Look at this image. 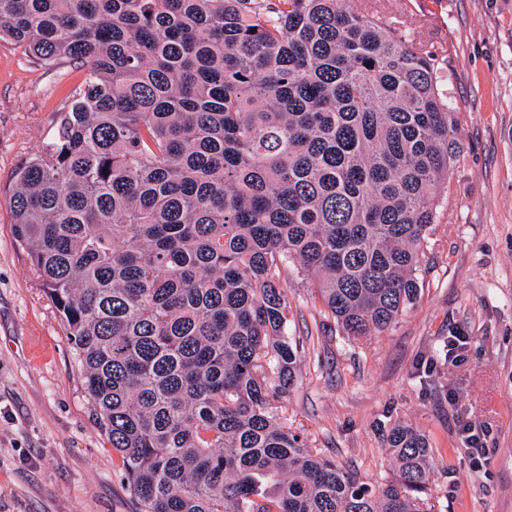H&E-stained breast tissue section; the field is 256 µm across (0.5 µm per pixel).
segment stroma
Masks as SVG:
<instances>
[{
  "mask_svg": "<svg viewBox=\"0 0 512 512\" xmlns=\"http://www.w3.org/2000/svg\"><path fill=\"white\" fill-rule=\"evenodd\" d=\"M451 55L441 84L460 160L437 210L420 296L381 335L349 339L296 271L281 276L299 346L283 421L365 481L393 477L394 424L433 450L431 512H512V0H351ZM84 69L0 40V512H140L83 388L56 312L13 235L18 165L49 142ZM468 337L449 364L448 337ZM485 430L475 464L463 423Z\"/></svg>",
  "mask_w": 512,
  "mask_h": 512,
  "instance_id": "obj_1",
  "label": "stroma"
}]
</instances>
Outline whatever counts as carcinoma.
<instances>
[{"mask_svg":"<svg viewBox=\"0 0 512 512\" xmlns=\"http://www.w3.org/2000/svg\"><path fill=\"white\" fill-rule=\"evenodd\" d=\"M85 77L17 168L15 241L143 512H430L397 424L378 488L282 422L293 268L389 329L458 161L439 54L347 0H0V39Z\"/></svg>","mask_w":512,"mask_h":512,"instance_id":"obj_1","label":"carcinoma"}]
</instances>
